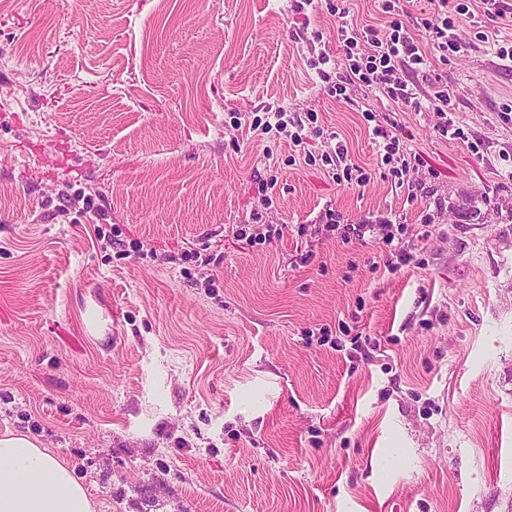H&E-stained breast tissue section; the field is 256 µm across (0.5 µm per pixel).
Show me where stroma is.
<instances>
[{
  "label": "stroma",
  "instance_id": "obj_1",
  "mask_svg": "<svg viewBox=\"0 0 512 512\" xmlns=\"http://www.w3.org/2000/svg\"><path fill=\"white\" fill-rule=\"evenodd\" d=\"M380 2L0 0V435L101 512H512V0L445 59L404 0L463 140L311 68ZM277 108L323 136L255 129ZM339 143L365 186L305 162ZM387 126L390 128L378 127L373 130L374 138H381L382 151H380L381 163L389 166L388 173L391 181L395 186L405 187L407 186L409 192L414 191V183L411 181V171L415 167L417 161L416 155L407 152L404 148L403 140L399 137V130L397 124L391 121H387ZM393 130L397 132H393ZM402 141V145H401Z\"/></svg>",
  "mask_w": 512,
  "mask_h": 512
}]
</instances>
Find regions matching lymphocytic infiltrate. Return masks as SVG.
Masks as SVG:
<instances>
[{
  "instance_id": "f902f5d3",
  "label": "lymphocytic infiltrate",
  "mask_w": 512,
  "mask_h": 512,
  "mask_svg": "<svg viewBox=\"0 0 512 512\" xmlns=\"http://www.w3.org/2000/svg\"><path fill=\"white\" fill-rule=\"evenodd\" d=\"M430 3V15L421 19L420 24L433 48L443 54L459 51L454 17L467 14V7L449 8V0H430ZM382 11L390 18L386 31L341 25L339 56L318 54L311 66L318 70L320 78L330 81V91L335 95H345L348 87L357 84L378 88L393 102L416 104L414 79L427 64L425 54L401 20V0H383ZM374 135L382 140L380 158L393 183L400 187L411 186L416 156L407 152L393 130L379 127Z\"/></svg>"
}]
</instances>
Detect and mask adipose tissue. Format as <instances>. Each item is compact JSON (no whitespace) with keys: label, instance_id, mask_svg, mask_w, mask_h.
<instances>
[{"label":"adipose tissue","instance_id":"obj_1","mask_svg":"<svg viewBox=\"0 0 512 512\" xmlns=\"http://www.w3.org/2000/svg\"><path fill=\"white\" fill-rule=\"evenodd\" d=\"M96 510L66 460L27 436H0V512Z\"/></svg>","mask_w":512,"mask_h":512}]
</instances>
